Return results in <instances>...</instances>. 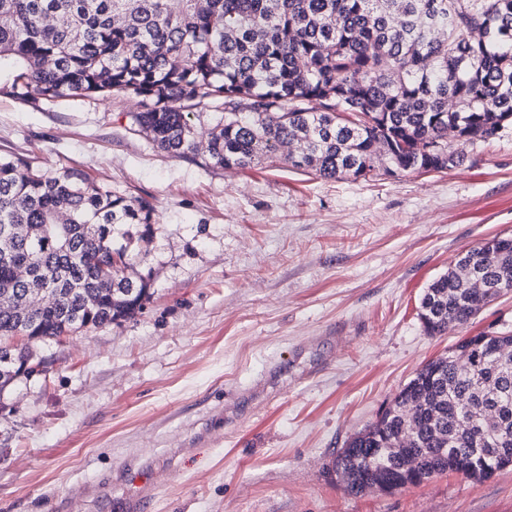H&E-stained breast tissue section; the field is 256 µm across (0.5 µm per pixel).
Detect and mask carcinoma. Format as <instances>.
I'll use <instances>...</instances> for the list:
<instances>
[{"label":"carcinoma","mask_w":512,"mask_h":512,"mask_svg":"<svg viewBox=\"0 0 512 512\" xmlns=\"http://www.w3.org/2000/svg\"><path fill=\"white\" fill-rule=\"evenodd\" d=\"M0 92L136 95L135 124L178 157L198 150L190 115L215 106L205 153L223 169L281 157L323 179L440 172L467 159L448 131L485 142L512 121V0H0ZM152 211L81 171L0 157V339L57 341L135 318L151 298L133 259L150 252ZM14 263L49 286L44 307H29ZM467 263L512 289V243L468 250L422 296L427 332L493 301L471 288ZM479 342L497 354L469 373L428 361L341 449L348 493L449 472L482 483L512 465V335L461 347ZM29 360L0 361V390ZM414 401V437L402 441ZM477 448L494 450L489 463Z\"/></svg>","instance_id":"obj_1"}]
</instances>
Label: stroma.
Returning a JSON list of instances; mask_svg holds the SVG:
<instances>
[{"label":"stroma","instance_id":"1","mask_svg":"<svg viewBox=\"0 0 512 512\" xmlns=\"http://www.w3.org/2000/svg\"><path fill=\"white\" fill-rule=\"evenodd\" d=\"M138 97L0 94V156L80 169L154 208L136 318L28 344L41 375L0 392V512H126L129 466L160 473L147 512H512V467L348 494L337 452L462 337L512 333V295L429 335L428 286L512 237V126L442 172L321 179L174 157Z\"/></svg>","mask_w":512,"mask_h":512}]
</instances>
